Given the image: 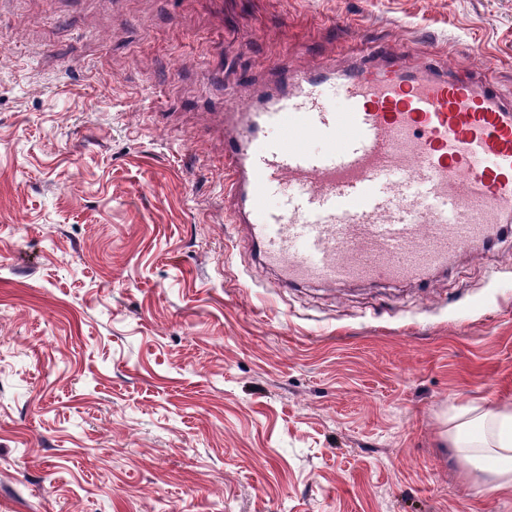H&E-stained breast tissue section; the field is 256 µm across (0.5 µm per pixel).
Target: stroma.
<instances>
[{
    "label": "stroma",
    "mask_w": 512,
    "mask_h": 512,
    "mask_svg": "<svg viewBox=\"0 0 512 512\" xmlns=\"http://www.w3.org/2000/svg\"><path fill=\"white\" fill-rule=\"evenodd\" d=\"M512 94V0H0V512H512V231L428 283L280 285L224 100L372 43ZM450 421L456 423L448 430V440L464 461L495 464L489 490L512 487V409L473 405L456 410Z\"/></svg>",
    "instance_id": "1"
}]
</instances>
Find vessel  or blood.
<instances>
[{
	"instance_id": "vessel-or-blood-1",
	"label": "vessel or blood",
	"mask_w": 512,
	"mask_h": 512,
	"mask_svg": "<svg viewBox=\"0 0 512 512\" xmlns=\"http://www.w3.org/2000/svg\"><path fill=\"white\" fill-rule=\"evenodd\" d=\"M277 76L224 137V195L283 287L421 282L512 222V98L490 82L383 44L339 78L285 64Z\"/></svg>"
}]
</instances>
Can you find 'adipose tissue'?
I'll list each match as a JSON object with an SVG mask.
<instances>
[{"instance_id": "adipose-tissue-1", "label": "adipose tissue", "mask_w": 512, "mask_h": 512, "mask_svg": "<svg viewBox=\"0 0 512 512\" xmlns=\"http://www.w3.org/2000/svg\"><path fill=\"white\" fill-rule=\"evenodd\" d=\"M448 439L467 463H492L490 488L512 487V409L473 405L453 414Z\"/></svg>"}]
</instances>
